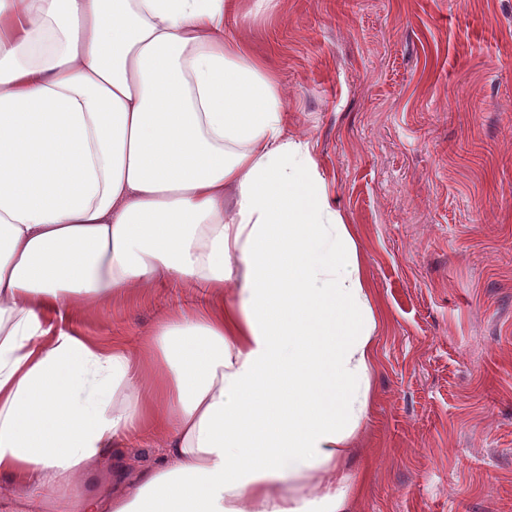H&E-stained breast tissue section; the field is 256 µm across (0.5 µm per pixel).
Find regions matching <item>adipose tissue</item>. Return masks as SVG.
I'll return each instance as SVG.
<instances>
[{
	"mask_svg": "<svg viewBox=\"0 0 512 512\" xmlns=\"http://www.w3.org/2000/svg\"><path fill=\"white\" fill-rule=\"evenodd\" d=\"M235 0H0V497L15 512H348L380 308ZM163 279L137 347L65 329ZM157 466L73 500L139 434Z\"/></svg>",
	"mask_w": 512,
	"mask_h": 512,
	"instance_id": "adipose-tissue-1",
	"label": "adipose tissue"
}]
</instances>
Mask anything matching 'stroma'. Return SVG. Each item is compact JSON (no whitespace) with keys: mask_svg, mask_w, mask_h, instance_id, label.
I'll use <instances>...</instances> for the list:
<instances>
[{"mask_svg":"<svg viewBox=\"0 0 512 512\" xmlns=\"http://www.w3.org/2000/svg\"><path fill=\"white\" fill-rule=\"evenodd\" d=\"M226 35L284 91L382 307L349 512H512V0H237ZM169 281L73 323L136 343ZM151 435L108 455L155 465Z\"/></svg>","mask_w":512,"mask_h":512,"instance_id":"obj_1","label":"stroma"}]
</instances>
